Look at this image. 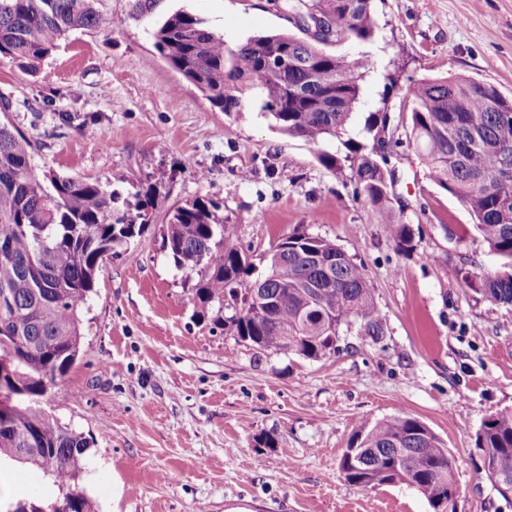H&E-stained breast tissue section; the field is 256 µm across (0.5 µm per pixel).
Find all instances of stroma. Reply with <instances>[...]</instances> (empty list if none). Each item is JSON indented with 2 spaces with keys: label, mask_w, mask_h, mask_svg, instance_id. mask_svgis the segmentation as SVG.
<instances>
[{
  "label": "stroma",
  "mask_w": 512,
  "mask_h": 512,
  "mask_svg": "<svg viewBox=\"0 0 512 512\" xmlns=\"http://www.w3.org/2000/svg\"><path fill=\"white\" fill-rule=\"evenodd\" d=\"M96 0L111 28L78 29L27 68L0 57V121L35 144L36 167L100 181L158 206L127 249L105 260L83 320L80 354L42 407L92 438L83 485L97 512H429L414 488H360L338 463L361 425L392 415L425 423L456 459L458 512H512L475 438L512 410V307L469 288L464 272L497 259L456 197L426 175L406 115L388 159L392 207L412 231L398 248L350 169L327 170L318 146L281 133L258 109L227 114L160 55L157 23L177 11L235 45L283 30L274 0ZM378 29L336 53L365 55L350 122L375 111L381 71L403 82L464 75L512 98V0H374ZM71 123H63V115ZM219 202L229 244L256 260L304 232L361 263L384 322L379 340L350 330L319 360L259 354L200 317L196 278L163 242L170 210Z\"/></svg>",
  "instance_id": "obj_1"
}]
</instances>
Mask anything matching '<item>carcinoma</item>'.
Returning <instances> with one entry per match:
<instances>
[{"label": "carcinoma", "instance_id": "cac0c4a2", "mask_svg": "<svg viewBox=\"0 0 512 512\" xmlns=\"http://www.w3.org/2000/svg\"><path fill=\"white\" fill-rule=\"evenodd\" d=\"M373 0H286L295 15L315 10L332 23L336 43L366 41L376 22ZM110 17L94 0H0V56L34 66L70 31L106 28ZM154 44L185 80L224 112L259 108L283 133L311 144L347 131L370 62L327 50V43L279 30L248 37L231 47L191 13L175 12L156 25ZM284 53L274 69L268 58ZM399 68L385 75L381 106L363 123V140L344 142L346 153L328 151L319 161L331 171L350 164L357 192L387 222L400 247L411 229L393 217L384 168L403 142L387 132L394 113H409L412 145L428 178L460 200L499 265L464 282L493 305L512 306V99L492 84L454 75L411 82L401 88L399 107L389 105ZM34 146L20 131L0 123V357L11 370L0 379V461L27 464L53 480L47 499L19 498L4 512H95L82 485L90 440L62 427L31 405L55 386L80 352L82 314L104 260L129 245L156 209L153 192L138 191L137 213L120 209L121 194L100 181L45 172L32 164ZM220 205L196 199L169 213L163 240L175 266L197 275L195 296L213 313L212 322L262 353L289 351L320 359L338 351L339 336L358 326L362 335H384L382 317L365 269L336 243L294 233L273 248L266 271L226 244ZM257 288L271 302L245 308L237 291ZM231 315H224V311ZM339 470L355 486L386 484L385 471L400 461V479L415 487L432 512H456L448 492L456 480L451 451L423 422L392 416L362 426ZM476 445L486 473L500 480V495L512 492V410L484 420Z\"/></svg>", "mask_w": 512, "mask_h": 512}]
</instances>
